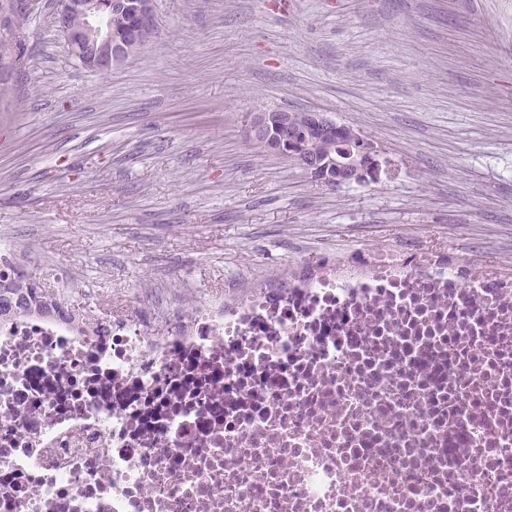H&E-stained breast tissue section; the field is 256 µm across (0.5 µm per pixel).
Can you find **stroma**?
Returning a JSON list of instances; mask_svg holds the SVG:
<instances>
[{
	"mask_svg": "<svg viewBox=\"0 0 512 512\" xmlns=\"http://www.w3.org/2000/svg\"><path fill=\"white\" fill-rule=\"evenodd\" d=\"M125 65L79 67L44 0L0 109V245L94 314L188 306L298 258L445 248L512 274V0H157ZM314 109L391 162L321 186L246 115Z\"/></svg>",
	"mask_w": 512,
	"mask_h": 512,
	"instance_id": "obj_1",
	"label": "stroma"
}]
</instances>
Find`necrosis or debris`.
Returning <instances> with one entry per match:
<instances>
[{"label":"necrosis or debris","mask_w":512,"mask_h":512,"mask_svg":"<svg viewBox=\"0 0 512 512\" xmlns=\"http://www.w3.org/2000/svg\"><path fill=\"white\" fill-rule=\"evenodd\" d=\"M0 512H512V276L359 249L0 322Z\"/></svg>","instance_id":"necrosis-or-debris-1"}]
</instances>
